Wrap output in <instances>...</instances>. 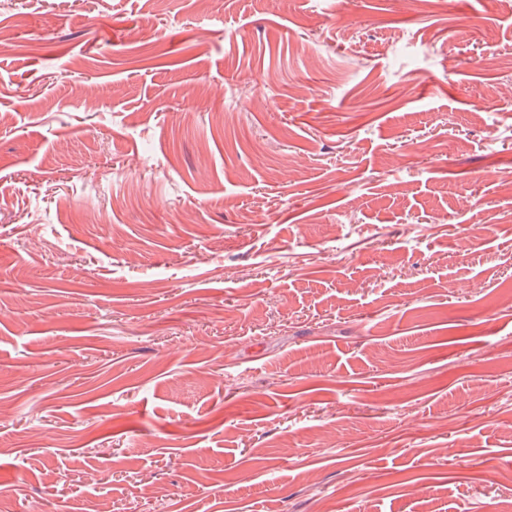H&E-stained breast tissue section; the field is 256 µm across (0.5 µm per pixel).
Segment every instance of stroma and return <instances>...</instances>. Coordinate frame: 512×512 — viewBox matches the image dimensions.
I'll return each mask as SVG.
<instances>
[{
    "label": "stroma",
    "mask_w": 512,
    "mask_h": 512,
    "mask_svg": "<svg viewBox=\"0 0 512 512\" xmlns=\"http://www.w3.org/2000/svg\"><path fill=\"white\" fill-rule=\"evenodd\" d=\"M507 0H0V512L512 505Z\"/></svg>",
    "instance_id": "obj_1"
}]
</instances>
